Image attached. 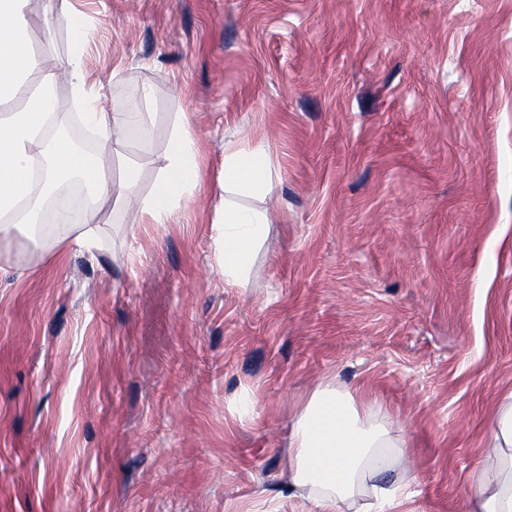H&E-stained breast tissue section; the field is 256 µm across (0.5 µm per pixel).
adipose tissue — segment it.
I'll use <instances>...</instances> for the list:
<instances>
[{"label": "adipose tissue", "mask_w": 512, "mask_h": 512, "mask_svg": "<svg viewBox=\"0 0 512 512\" xmlns=\"http://www.w3.org/2000/svg\"><path fill=\"white\" fill-rule=\"evenodd\" d=\"M27 0H0V104L22 101L21 109L0 114V241L17 227L12 214L31 199L33 161L50 153L43 181L74 174L92 194L83 223L60 222L39 234L29 223L35 244L46 253L60 249L93 253L97 247L98 210L105 204L140 203L151 224L163 223L175 201L200 180V159L187 130L170 138L165 164L152 195L138 199V169L112 181L105 162L124 154L138 127L137 106L107 114L88 103L85 121L102 135L97 154L77 152L65 139L46 144L44 129L54 112L55 70L42 72L38 84L32 69L31 34L25 18ZM224 188L254 198L268 197L274 171L262 145L231 142L224 148ZM224 248V282L243 285L252 247L266 237L271 213L266 209L225 204L219 219ZM408 437L382 417L363 388L327 380L299 404L288 438V489L307 499L313 512H401L413 479L404 454ZM488 465L472 479L468 512H512V390L501 396L485 439Z\"/></svg>", "instance_id": "1"}]
</instances>
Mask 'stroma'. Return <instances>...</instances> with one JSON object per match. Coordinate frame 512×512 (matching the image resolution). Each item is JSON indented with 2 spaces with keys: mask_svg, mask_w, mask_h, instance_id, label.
Listing matches in <instances>:
<instances>
[{
  "mask_svg": "<svg viewBox=\"0 0 512 512\" xmlns=\"http://www.w3.org/2000/svg\"><path fill=\"white\" fill-rule=\"evenodd\" d=\"M72 12L99 110L144 114L112 180L148 198L181 125L203 176L92 257L0 242V512H311L288 431L325 378L407 431L409 512H466L512 388V0H28L32 77ZM234 140L276 172L240 287ZM216 224L220 225L224 248V282L242 286L249 267L252 247L266 237L271 223L268 209L235 206L225 202Z\"/></svg>",
  "mask_w": 512,
  "mask_h": 512,
  "instance_id": "1",
  "label": "stroma"
}]
</instances>
